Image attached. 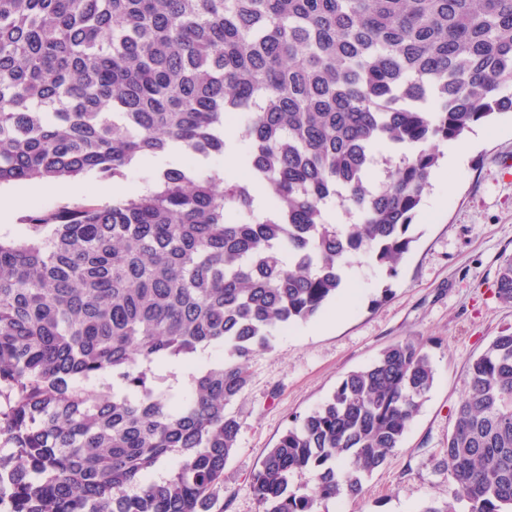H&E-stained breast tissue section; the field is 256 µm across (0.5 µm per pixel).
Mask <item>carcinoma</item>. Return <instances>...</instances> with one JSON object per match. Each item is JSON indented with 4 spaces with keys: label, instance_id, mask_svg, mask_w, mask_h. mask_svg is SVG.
<instances>
[{
    "label": "carcinoma",
    "instance_id": "cac0c4a2",
    "mask_svg": "<svg viewBox=\"0 0 512 512\" xmlns=\"http://www.w3.org/2000/svg\"><path fill=\"white\" fill-rule=\"evenodd\" d=\"M510 83L512 0H0V187L163 161L0 234V512H209L249 359L353 259L397 273L440 158L419 145L512 112ZM229 118L245 181L209 165ZM434 379L411 339L349 373L253 473L262 512L360 497ZM443 464L422 512H512V328L469 361Z\"/></svg>",
    "mask_w": 512,
    "mask_h": 512
}]
</instances>
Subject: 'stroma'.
<instances>
[{
	"label": "stroma",
	"mask_w": 512,
	"mask_h": 512,
	"mask_svg": "<svg viewBox=\"0 0 512 512\" xmlns=\"http://www.w3.org/2000/svg\"><path fill=\"white\" fill-rule=\"evenodd\" d=\"M465 164L433 181L411 227L413 243L396 274L356 258L337 300L295 329L276 334L254 354L249 383L229 410L240 421L237 447L218 492L224 512H261L252 474L296 419L316 409L350 372L371 364L403 339L426 343L436 373L400 448L364 481L361 499L323 501L316 512H422L448 497L443 450L464 393L469 360L512 327V305L495 294L499 266L512 258V115L481 122ZM112 181L79 178L74 192H45L33 205L108 203Z\"/></svg>",
	"instance_id": "obj_1"
}]
</instances>
